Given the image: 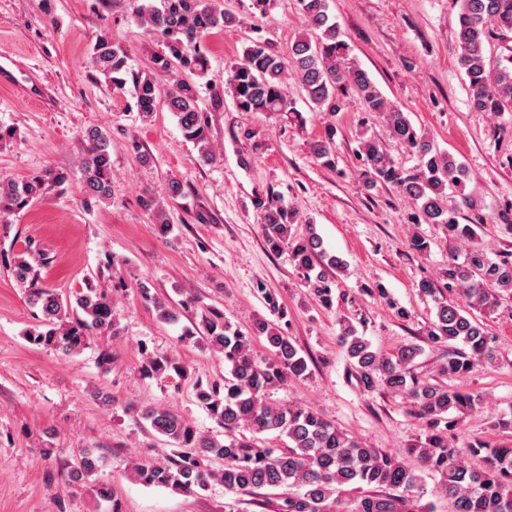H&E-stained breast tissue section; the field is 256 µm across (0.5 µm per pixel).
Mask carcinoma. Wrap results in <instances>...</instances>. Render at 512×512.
I'll return each mask as SVG.
<instances>
[{
    "label": "carcinoma",
    "instance_id": "cac0c4a2",
    "mask_svg": "<svg viewBox=\"0 0 512 512\" xmlns=\"http://www.w3.org/2000/svg\"><path fill=\"white\" fill-rule=\"evenodd\" d=\"M306 32L298 35L287 53L263 36L252 38L242 56L231 66L225 80L235 107L242 112L285 114L299 118L300 111L288 99L285 83L294 77L306 94L313 112H340L346 98L359 95L366 110L382 119L390 135L414 158L404 169L395 165L381 142L361 134L357 146L358 177L375 189L393 187L415 206L419 223L438 224L448 240V265L442 271L441 292L423 278L420 292L433 297L435 318L426 329L431 346L448 345L447 358L437 373L448 379L464 377L496 361L484 323L472 312L489 314L497 297L512 295V254L491 258L481 243L480 225L460 222L456 199L466 200L465 173L455 157L435 147L430 137L417 129L408 116L388 101L368 72L347 62L348 44L329 12V0H299ZM458 7L457 63L468 82L470 108L476 112L512 111V49L502 57L487 52L485 42L494 35L512 39V0H455ZM139 25L149 37L162 42L166 52L152 57L147 73L134 71L126 53L100 38L89 54V68L123 89L132 83L134 107L148 119L159 106L177 118L184 138L197 147L200 158L215 159L210 141V116L198 108L196 87L190 76H204L209 59L203 38L215 30L241 23L224 8L223 0H141L135 9ZM336 127L330 125L323 138L310 144V153L324 166L335 167ZM80 167L83 189L100 202L112 199V156L109 136L93 127L83 133ZM65 174L48 170L21 180L0 179V224L30 206L50 191L62 187ZM183 195V184L166 180L163 193L148 192L141 200L151 213L155 229L168 233L167 200ZM253 208L261 217L265 245L275 253L288 251L290 261L311 294L325 308L334 304L337 273L345 267L337 256H326L322 239L313 231L297 233L290 209L274 203L273 195H256ZM46 260L28 245L13 257L11 275L28 289L29 301L41 313L30 340L64 354L80 351L92 334L113 335L117 323L112 297L100 285V276H90L79 292L63 296L38 284L32 256ZM269 317H259L243 332L218 313L203 317L200 332L212 349L224 355L230 366L224 384H208L197 390L200 404L224 427V439L208 437L175 411L156 406L134 411L157 434L180 451L164 465L138 462L131 466L136 481L191 493L215 479L235 495H253L260 490H283L277 512H419L423 496L422 473L439 475V489L448 500V512H512V446L490 447L475 440L464 447L454 432L463 415L479 396L440 382L417 377L413 364L420 349L405 344L392 354L374 351L353 320L338 318L339 339L355 376L366 391L383 388L407 403L408 413L422 426L415 443L399 452L369 448L313 409L291 401H273L270 390L309 376V356L288 336V311L269 289L258 286ZM404 319L408 312L380 283L368 289ZM141 296L160 319L173 321L179 310L141 288ZM259 341L265 353L254 350ZM150 375L183 374L174 358L147 356ZM274 433L280 448L257 443L260 434ZM223 466L209 469L207 462ZM97 460L84 454L68 473L78 480L95 470Z\"/></svg>",
    "mask_w": 512,
    "mask_h": 512
}]
</instances>
